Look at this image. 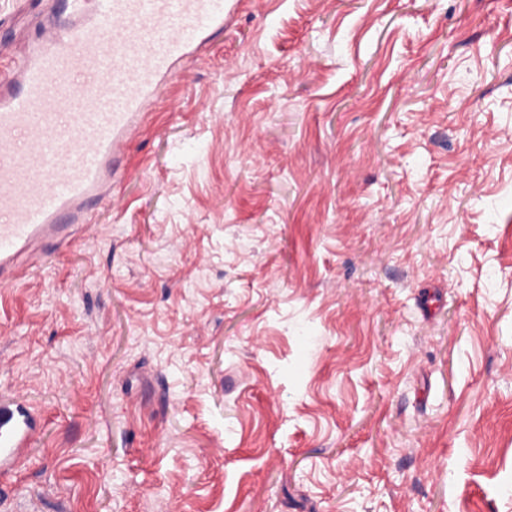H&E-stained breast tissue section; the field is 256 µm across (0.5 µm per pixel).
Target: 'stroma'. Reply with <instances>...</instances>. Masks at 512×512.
Returning a JSON list of instances; mask_svg holds the SVG:
<instances>
[{
    "label": "stroma",
    "mask_w": 512,
    "mask_h": 512,
    "mask_svg": "<svg viewBox=\"0 0 512 512\" xmlns=\"http://www.w3.org/2000/svg\"><path fill=\"white\" fill-rule=\"evenodd\" d=\"M105 191L0 283V512H512V0H239ZM41 431L36 414L14 396L0 398V476L7 479L17 469Z\"/></svg>",
    "instance_id": "35a3bbf8"
}]
</instances>
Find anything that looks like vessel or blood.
<instances>
[{
    "label": "vessel or blood",
    "instance_id": "vessel-or-blood-1",
    "mask_svg": "<svg viewBox=\"0 0 512 512\" xmlns=\"http://www.w3.org/2000/svg\"><path fill=\"white\" fill-rule=\"evenodd\" d=\"M238 0H84L79 22L40 35L20 84L0 80V281L31 249L70 242L118 168L145 109L176 71L224 31ZM92 76L80 86L76 70ZM41 430L13 396L0 398V477Z\"/></svg>",
    "mask_w": 512,
    "mask_h": 512
}]
</instances>
